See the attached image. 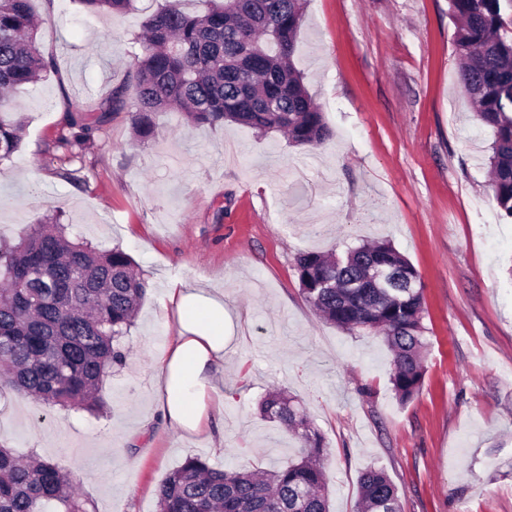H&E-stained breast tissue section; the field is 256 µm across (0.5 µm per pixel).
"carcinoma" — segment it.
Segmentation results:
<instances>
[{
    "label": "carcinoma",
    "mask_w": 512,
    "mask_h": 512,
    "mask_svg": "<svg viewBox=\"0 0 512 512\" xmlns=\"http://www.w3.org/2000/svg\"><path fill=\"white\" fill-rule=\"evenodd\" d=\"M92 11L127 14L135 0H79ZM170 0L142 22L132 73V128L155 137L154 116L170 106L194 125L232 122L279 130L297 145H320L331 132L293 64L305 0H206L195 15ZM458 20L454 45L462 87L478 119L493 131L492 190L512 221V0H448ZM51 69L41 51L33 0H0V161L20 149L25 114L14 94ZM111 112L87 121L69 112L72 138L83 146ZM68 225L46 217L19 241L0 247V383L51 406L95 412L99 385L124 365L121 340L148 293L134 261L120 248L100 252L72 240ZM383 264L392 288H372L369 269ZM295 269L302 294L324 320L349 333H382L391 383L402 404L422 388L425 304L418 271L390 242H366L342 254L301 252ZM261 416L299 443L276 470L221 469L189 456L159 488L156 512H329L321 460L323 435L281 390L267 393ZM95 512L93 500L53 463L21 459L0 445V512ZM356 512H402L389 475L370 467L359 477Z\"/></svg>",
    "instance_id": "1"
}]
</instances>
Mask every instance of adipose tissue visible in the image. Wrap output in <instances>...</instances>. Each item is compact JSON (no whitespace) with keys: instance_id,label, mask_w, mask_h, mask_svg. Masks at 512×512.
Wrapping results in <instances>:
<instances>
[{"instance_id":"ef3b65f1","label":"adipose tissue","mask_w":512,"mask_h":512,"mask_svg":"<svg viewBox=\"0 0 512 512\" xmlns=\"http://www.w3.org/2000/svg\"><path fill=\"white\" fill-rule=\"evenodd\" d=\"M178 329L155 381L165 418L179 431L202 432L224 404V298L188 284L172 288Z\"/></svg>"}]
</instances>
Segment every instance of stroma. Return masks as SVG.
I'll use <instances>...</instances> for the list:
<instances>
[{
    "label": "stroma",
    "instance_id": "35a3bbf8",
    "mask_svg": "<svg viewBox=\"0 0 512 512\" xmlns=\"http://www.w3.org/2000/svg\"><path fill=\"white\" fill-rule=\"evenodd\" d=\"M163 2L116 15L34 0L56 70L17 97L29 121L0 162V242L54 208L99 250L128 253L149 290L104 410L2 387L0 445L58 466L96 512H156L187 456L264 471L293 456L258 412L282 388L327 443L331 512H352L370 467L391 477L403 512H512V223L490 187L492 131L459 83L448 0H306L295 65L332 131L319 146L192 126L174 109L138 141L112 95L132 98L135 38ZM107 108L68 160L66 113ZM381 239L418 270L427 308L425 380L404 405L381 337L326 323L295 270L298 253ZM190 279L223 290L230 338L222 413L194 437L166 424L153 380L176 329L169 288Z\"/></svg>",
    "mask_w": 512,
    "mask_h": 512
}]
</instances>
